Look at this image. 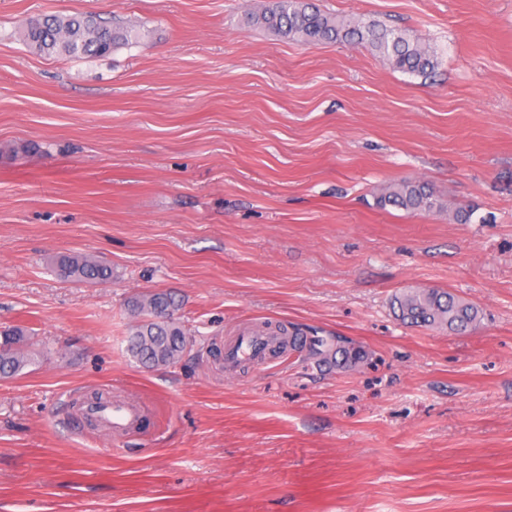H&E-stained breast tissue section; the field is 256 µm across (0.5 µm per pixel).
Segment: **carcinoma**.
I'll return each mask as SVG.
<instances>
[{"instance_id": "carcinoma-1", "label": "carcinoma", "mask_w": 512, "mask_h": 512, "mask_svg": "<svg viewBox=\"0 0 512 512\" xmlns=\"http://www.w3.org/2000/svg\"><path fill=\"white\" fill-rule=\"evenodd\" d=\"M247 21L285 40L366 45L394 69L410 75L426 77L439 64L436 52L418 38L380 21L363 22L330 15L307 0H272L260 13L250 14ZM137 38L136 29L92 14L47 15L31 21L26 30L28 43L38 51L69 57L104 56ZM377 203L411 212L432 211L437 207L433 188L420 181H401L389 186L377 198ZM57 269L67 279L89 283H105L112 278V269L87 257L64 255L57 260ZM393 304L402 320L417 326L462 331L480 320L476 306L437 289L404 290L394 296ZM129 308L133 315L142 317L128 338L127 350L131 356L146 368L176 363L190 339L174 317L168 295L155 292L136 297L129 301ZM30 339V332L24 327L0 330V377L22 375L40 363L43 353L27 350ZM297 344L310 346L311 354L322 361L336 355L352 356L339 338L308 339L297 335L280 342L283 349Z\"/></svg>"}]
</instances>
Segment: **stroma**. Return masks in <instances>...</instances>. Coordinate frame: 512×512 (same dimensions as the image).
Segmentation results:
<instances>
[{
    "label": "stroma",
    "mask_w": 512,
    "mask_h": 512,
    "mask_svg": "<svg viewBox=\"0 0 512 512\" xmlns=\"http://www.w3.org/2000/svg\"><path fill=\"white\" fill-rule=\"evenodd\" d=\"M266 2L0 0V328L45 354L0 378V512H512V0H315L422 38L428 79L246 26ZM50 13L140 36L41 55ZM404 180L441 208L378 207ZM61 254L112 278L63 279ZM407 288L482 319L406 325ZM148 292L191 338L153 370L127 350ZM268 322L366 357L226 368ZM94 391L142 429L89 425Z\"/></svg>",
    "instance_id": "stroma-1"
}]
</instances>
